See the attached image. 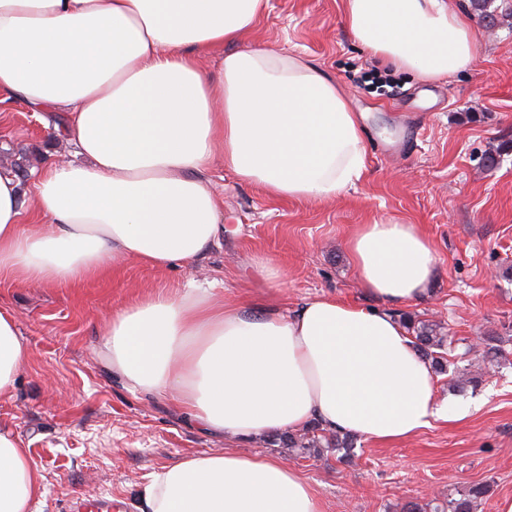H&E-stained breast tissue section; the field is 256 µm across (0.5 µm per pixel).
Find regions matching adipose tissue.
<instances>
[{"instance_id":"1","label":"adipose tissue","mask_w":512,"mask_h":512,"mask_svg":"<svg viewBox=\"0 0 512 512\" xmlns=\"http://www.w3.org/2000/svg\"><path fill=\"white\" fill-rule=\"evenodd\" d=\"M269 0H0V97L55 117L72 161L0 175V274L21 284L97 277L128 259L164 269L218 241L203 175L223 162L273 199L338 198L365 168V113L318 66L247 45ZM369 58L433 82L468 70L481 33L448 0H341ZM219 57L210 77L200 60ZM346 249L369 306L333 296L290 313L246 311L190 279L112 314L101 354L134 392L172 396L205 431L236 439L318 421L377 443L411 438L455 406L393 309L422 301L432 241L413 224H363ZM29 351L0 311V398ZM44 495L23 440L0 424V512ZM139 512H324L283 460L232 450L151 473Z\"/></svg>"}]
</instances>
